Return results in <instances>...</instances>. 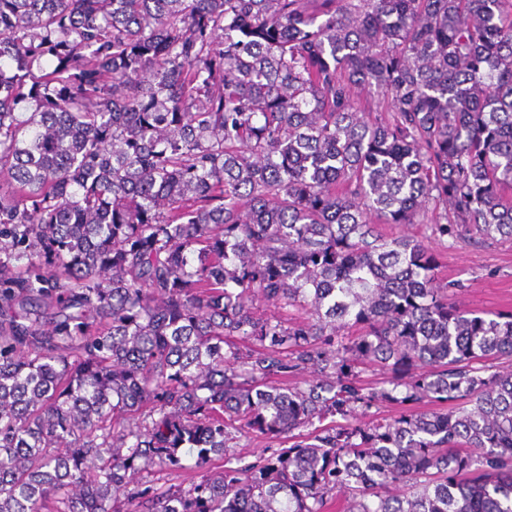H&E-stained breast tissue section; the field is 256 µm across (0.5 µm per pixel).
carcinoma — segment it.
<instances>
[{"mask_svg":"<svg viewBox=\"0 0 512 512\" xmlns=\"http://www.w3.org/2000/svg\"><path fill=\"white\" fill-rule=\"evenodd\" d=\"M420 217L512 240V0H0V512H512V312Z\"/></svg>","mask_w":512,"mask_h":512,"instance_id":"1","label":"carcinoma"}]
</instances>
